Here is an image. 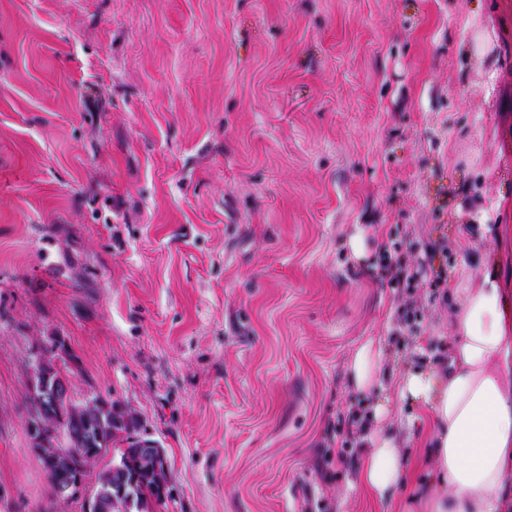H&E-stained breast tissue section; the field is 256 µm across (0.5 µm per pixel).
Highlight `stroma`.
<instances>
[{"label":"stroma","mask_w":512,"mask_h":512,"mask_svg":"<svg viewBox=\"0 0 512 512\" xmlns=\"http://www.w3.org/2000/svg\"><path fill=\"white\" fill-rule=\"evenodd\" d=\"M442 239L446 283L378 278ZM490 265L512 300V0H0V512H81L27 430L54 338L165 449L156 512H365L341 420L388 395L424 451L398 378ZM383 350L378 341L370 337L361 343L350 361L351 380L360 391L371 390L379 381Z\"/></svg>","instance_id":"1"}]
</instances>
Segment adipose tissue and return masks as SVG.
<instances>
[{"label":"adipose tissue","instance_id":"obj_1","mask_svg":"<svg viewBox=\"0 0 512 512\" xmlns=\"http://www.w3.org/2000/svg\"><path fill=\"white\" fill-rule=\"evenodd\" d=\"M456 334L448 360L404 371L401 399L420 405L432 427V468L402 457L385 426L387 401L374 407L358 484L376 507L395 512H512V306L486 272L456 291ZM383 350L367 339L349 365L358 390L379 381Z\"/></svg>","mask_w":512,"mask_h":512}]
</instances>
